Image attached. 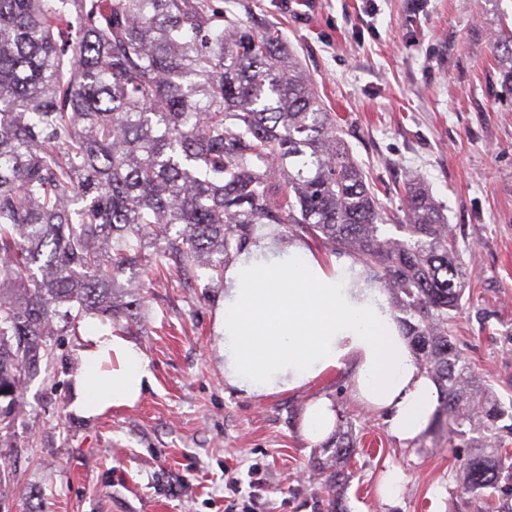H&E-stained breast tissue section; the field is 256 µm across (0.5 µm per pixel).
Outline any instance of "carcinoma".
<instances>
[{"instance_id": "obj_1", "label": "carcinoma", "mask_w": 512, "mask_h": 512, "mask_svg": "<svg viewBox=\"0 0 512 512\" xmlns=\"http://www.w3.org/2000/svg\"><path fill=\"white\" fill-rule=\"evenodd\" d=\"M512 88V28L495 34ZM280 33L223 0H0V431L49 358L55 319L140 321L155 265L224 280L257 224H290L372 273L405 315L416 364L437 386L436 424L467 458L466 492L512 498V404L454 342L468 286L459 244L429 190L404 187L401 232ZM313 471L341 490L356 453L337 432Z\"/></svg>"}]
</instances>
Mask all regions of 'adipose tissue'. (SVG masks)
Here are the masks:
<instances>
[{
	"label": "adipose tissue",
	"mask_w": 512,
	"mask_h": 512,
	"mask_svg": "<svg viewBox=\"0 0 512 512\" xmlns=\"http://www.w3.org/2000/svg\"><path fill=\"white\" fill-rule=\"evenodd\" d=\"M217 331L224 380L249 395L297 390L351 361L357 398L389 412L398 440L418 437L438 404L380 293L302 244L282 253L258 238L246 248L224 272ZM81 361L73 406L86 418L133 406L155 380L145 354L105 326L91 330Z\"/></svg>",
	"instance_id": "1"
}]
</instances>
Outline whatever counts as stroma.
Returning <instances> with one entry per match:
<instances>
[{"instance_id": "obj_1", "label": "stroma", "mask_w": 512, "mask_h": 512, "mask_svg": "<svg viewBox=\"0 0 512 512\" xmlns=\"http://www.w3.org/2000/svg\"><path fill=\"white\" fill-rule=\"evenodd\" d=\"M228 16L278 27L348 129L351 156L398 213L404 182L424 183L459 240L472 288L455 342L512 401V90L493 49L512 0H224ZM222 284L157 279L126 337L155 382L132 407L84 418L72 382L94 320L58 323L48 362L26 384L0 474V512H327L311 479L322 447L300 434L308 402L328 397L361 451L346 469L349 512H500L506 498L463 493L465 456L432 427L401 442L384 412L352 392V368L304 388L253 396L224 381L216 314ZM404 481L383 499L392 468Z\"/></svg>"}]
</instances>
